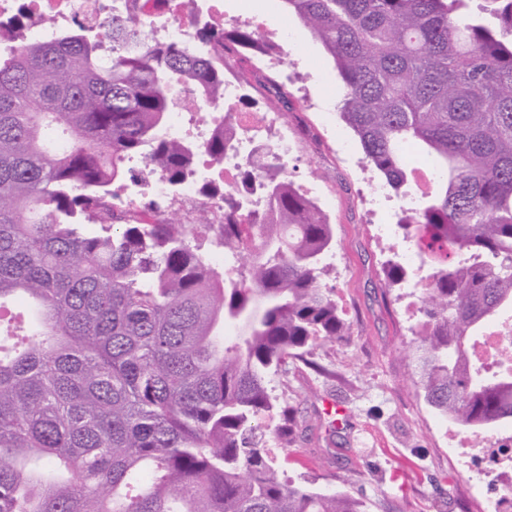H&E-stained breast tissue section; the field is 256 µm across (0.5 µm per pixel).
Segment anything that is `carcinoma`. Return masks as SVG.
<instances>
[{
	"label": "carcinoma",
	"mask_w": 512,
	"mask_h": 512,
	"mask_svg": "<svg viewBox=\"0 0 512 512\" xmlns=\"http://www.w3.org/2000/svg\"><path fill=\"white\" fill-rule=\"evenodd\" d=\"M333 59L340 118L397 196L415 193L411 145L437 172L402 210L423 322L427 403L480 435L512 421V371L473 367L477 334L512 307V0L485 23L472 0H282ZM34 24L53 28L36 40ZM0 47V512H368L345 493L279 476L253 421L298 411L270 373L288 372L346 324L321 286L333 227L284 163L207 180L218 219L170 217L165 200L116 203L114 182L140 158L177 186L200 155L224 159V125L202 143L170 134L180 105L224 106V69L271 48L256 28L197 23L179 41L114 12L109 57L98 27L63 28L19 9ZM259 182L271 215L240 190ZM94 225L98 230L87 231ZM213 236L236 274L198 240Z\"/></svg>",
	"instance_id": "carcinoma-1"
}]
</instances>
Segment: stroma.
I'll use <instances>...</instances> for the list:
<instances>
[{
	"instance_id": "obj_1",
	"label": "stroma",
	"mask_w": 512,
	"mask_h": 512,
	"mask_svg": "<svg viewBox=\"0 0 512 512\" xmlns=\"http://www.w3.org/2000/svg\"><path fill=\"white\" fill-rule=\"evenodd\" d=\"M251 16L267 30L287 32L286 58L265 70L241 56L234 72L247 107L283 114L298 145L289 178L329 202L335 263L323 284L351 336L271 376L274 395L304 421L293 445L273 446L272 454L296 483L348 493L370 512H484L482 493L463 476L447 420L414 381L415 292L390 287L385 274L405 247L397 221L410 200L374 203L372 189L382 179L339 117L344 89L335 66L283 0H224L225 25Z\"/></svg>"
}]
</instances>
